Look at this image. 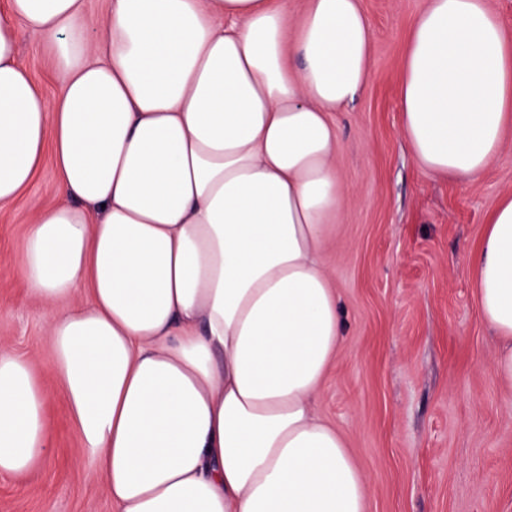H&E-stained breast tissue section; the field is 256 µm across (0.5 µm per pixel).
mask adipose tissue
<instances>
[{
    "mask_svg": "<svg viewBox=\"0 0 512 512\" xmlns=\"http://www.w3.org/2000/svg\"><path fill=\"white\" fill-rule=\"evenodd\" d=\"M48 37L41 93L17 26ZM301 60L288 64L289 54ZM361 0H7L0 204L51 156L17 274L50 307L52 372L117 512H367L363 473L316 399L343 333L322 253L346 189L334 114L367 86ZM417 162L483 173L512 127V39L487 0H427L398 84ZM473 284L512 384V194ZM50 393L0 338V473L51 451Z\"/></svg>",
    "mask_w": 512,
    "mask_h": 512,
    "instance_id": "obj_1",
    "label": "adipose tissue"
}]
</instances>
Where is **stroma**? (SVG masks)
I'll list each match as a JSON object with an SVG mask.
<instances>
[{
	"label": "stroma",
	"mask_w": 512,
	"mask_h": 512,
	"mask_svg": "<svg viewBox=\"0 0 512 512\" xmlns=\"http://www.w3.org/2000/svg\"><path fill=\"white\" fill-rule=\"evenodd\" d=\"M425 5L362 0L371 79L335 114L336 169L348 191L323 251L344 338L318 409L364 474L367 512H512V385L493 372L500 341L481 318L470 266L488 212L512 194V132L480 176L450 179L418 165L400 135L397 85L409 26ZM17 32L20 63L57 96L46 35ZM56 200L47 163L0 205V336L53 392V453L26 472L0 473V512H115L56 393L47 310L14 273L35 206Z\"/></svg>",
	"instance_id": "obj_1"
}]
</instances>
